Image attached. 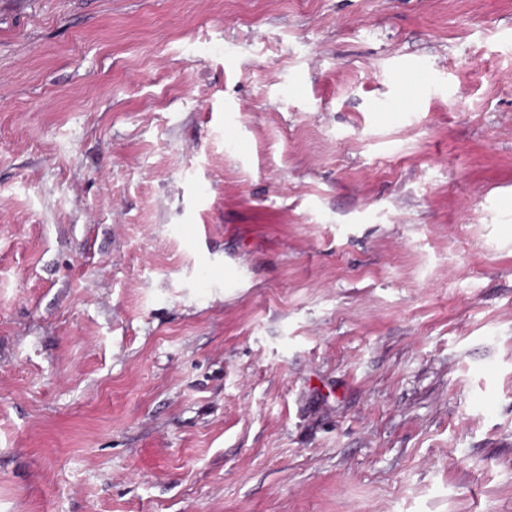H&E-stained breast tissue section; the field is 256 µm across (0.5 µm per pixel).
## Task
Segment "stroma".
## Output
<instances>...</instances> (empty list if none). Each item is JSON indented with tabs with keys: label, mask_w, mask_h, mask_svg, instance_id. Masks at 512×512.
<instances>
[{
	"label": "stroma",
	"mask_w": 512,
	"mask_h": 512,
	"mask_svg": "<svg viewBox=\"0 0 512 512\" xmlns=\"http://www.w3.org/2000/svg\"><path fill=\"white\" fill-rule=\"evenodd\" d=\"M0 512H512V0H0Z\"/></svg>",
	"instance_id": "35a3bbf8"
}]
</instances>
